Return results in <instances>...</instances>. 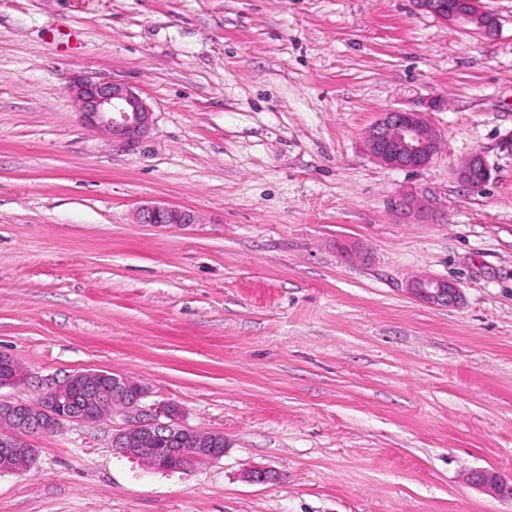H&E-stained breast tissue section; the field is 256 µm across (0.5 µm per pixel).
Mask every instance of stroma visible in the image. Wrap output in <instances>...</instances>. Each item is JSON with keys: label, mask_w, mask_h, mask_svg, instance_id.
Listing matches in <instances>:
<instances>
[{"label": "stroma", "mask_w": 512, "mask_h": 512, "mask_svg": "<svg viewBox=\"0 0 512 512\" xmlns=\"http://www.w3.org/2000/svg\"><path fill=\"white\" fill-rule=\"evenodd\" d=\"M479 4L495 39L414 0H0V354L26 374L0 398L101 369L224 435L161 471L113 450L121 410L65 423L0 512H512L468 479L512 486V0ZM80 77L139 92L150 133L87 127ZM392 108L435 130L428 167L364 153ZM154 203L200 221L137 223ZM455 175L462 184L474 187L483 185L490 178V170L481 152L475 151L460 161ZM408 291L419 301L430 305L452 306L461 299L459 288L438 277L412 280L409 283Z\"/></svg>", "instance_id": "1"}]
</instances>
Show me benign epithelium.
<instances>
[{"mask_svg": "<svg viewBox=\"0 0 512 512\" xmlns=\"http://www.w3.org/2000/svg\"><path fill=\"white\" fill-rule=\"evenodd\" d=\"M419 10L459 29L462 32L494 39L499 33L498 19L475 9L474 0H415ZM82 120L90 127L102 128L116 139L134 143L143 137L152 124V112L135 90L116 82L83 79L71 88ZM366 154L389 169H418L430 165L439 153V140L420 113L389 109L366 131L363 139ZM455 175L462 184L473 187L490 178V170L482 153L475 151L460 161ZM141 224H195L197 217L187 209L147 206L137 214ZM408 291L419 301L430 305L452 306L461 299L460 289L438 277L417 278ZM96 372H76L50 389L52 396L37 403L0 400V470L13 474L27 472L37 459L30 449L23 466L13 463L17 443L24 436L46 435L65 421L88 424L104 421L111 404H118L127 418V425L112 437V448L122 455L141 459L157 469L175 464L186 470L195 465L215 461L224 456L222 448H160L158 442L167 432L173 437L188 436L194 430L180 421L179 409L170 402H144V388L129 379L112 376L110 390L102 392L94 385ZM84 382L87 405L78 409L69 390L70 382ZM472 482L482 488L512 496L496 474L478 470Z\"/></svg>", "mask_w": 512, "mask_h": 512, "instance_id": "7a95c632", "label": "benign epithelium"}]
</instances>
